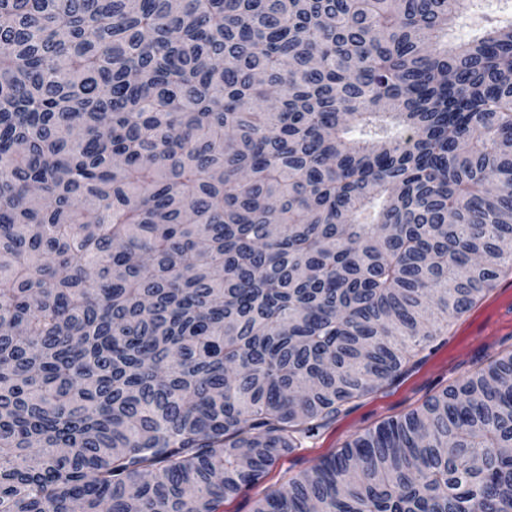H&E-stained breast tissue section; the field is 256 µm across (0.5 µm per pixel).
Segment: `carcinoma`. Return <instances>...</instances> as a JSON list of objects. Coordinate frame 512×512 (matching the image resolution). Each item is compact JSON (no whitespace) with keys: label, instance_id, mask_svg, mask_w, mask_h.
<instances>
[{"label":"carcinoma","instance_id":"carcinoma-1","mask_svg":"<svg viewBox=\"0 0 512 512\" xmlns=\"http://www.w3.org/2000/svg\"><path fill=\"white\" fill-rule=\"evenodd\" d=\"M0 0V512H220L512 273V21ZM512 512V350L251 512Z\"/></svg>","mask_w":512,"mask_h":512}]
</instances>
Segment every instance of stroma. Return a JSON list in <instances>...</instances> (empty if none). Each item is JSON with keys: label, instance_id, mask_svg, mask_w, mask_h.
<instances>
[{"label": "stroma", "instance_id": "1", "mask_svg": "<svg viewBox=\"0 0 512 512\" xmlns=\"http://www.w3.org/2000/svg\"><path fill=\"white\" fill-rule=\"evenodd\" d=\"M511 349L512 274H508L468 313L453 319L447 335L415 357L398 378L352 403L303 447L277 460L262 482L225 501L223 512H250L254 500L288 476L333 455L365 431L418 408L476 366Z\"/></svg>", "mask_w": 512, "mask_h": 512}]
</instances>
